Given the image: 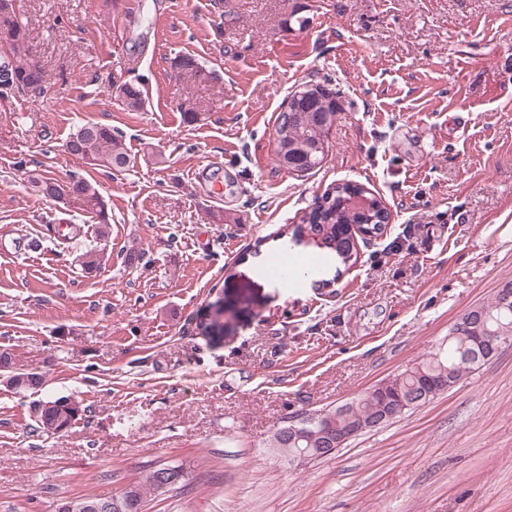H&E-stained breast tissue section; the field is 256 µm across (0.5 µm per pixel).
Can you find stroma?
Here are the masks:
<instances>
[{
    "instance_id": "obj_1",
    "label": "stroma",
    "mask_w": 512,
    "mask_h": 512,
    "mask_svg": "<svg viewBox=\"0 0 512 512\" xmlns=\"http://www.w3.org/2000/svg\"><path fill=\"white\" fill-rule=\"evenodd\" d=\"M17 6L47 88L0 87V353L43 384H0V512L117 495L163 464L184 478L143 512H512V344L331 456L291 466L270 446L426 359L512 281V0ZM312 78L339 110L323 163L297 174L278 164L276 119ZM136 81L131 111L117 87ZM86 121L118 131L133 166L67 154ZM33 171L96 179L107 240ZM345 182L384 202V231L353 266L269 275L279 254H315L280 229ZM218 304L222 332L200 335ZM59 396L85 413L50 435L35 409Z\"/></svg>"
}]
</instances>
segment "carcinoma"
<instances>
[{"instance_id": "1", "label": "carcinoma", "mask_w": 512, "mask_h": 512, "mask_svg": "<svg viewBox=\"0 0 512 512\" xmlns=\"http://www.w3.org/2000/svg\"><path fill=\"white\" fill-rule=\"evenodd\" d=\"M12 29L10 65L7 66L11 88L39 93L44 87L45 71L30 55L32 48L28 23L17 14L12 20ZM311 86L319 87L321 83L306 82L303 87L288 95L291 111L280 113L276 126L278 162L299 173L308 172L322 163L327 135L336 120V113L325 111L323 102H304L303 92ZM118 97L132 111L141 109L145 103V91L135 83L124 84ZM70 138L75 141L76 160L81 163L105 173L120 172L130 167L131 156L124 147L122 136L107 125L92 121L82 123L70 134ZM30 183L43 196L51 199L56 197L57 182L36 174L30 177ZM71 183L76 191L75 201L94 213L98 219L96 238H106L109 220L99 184L83 177H76ZM384 213L386 208L375 195L347 182L325 192L303 211L298 223L285 225L281 234L307 238L319 251L331 252L343 265L352 266L358 261L357 248L351 245L354 230H359L365 237L379 235L385 228ZM81 259L82 269L87 274L93 273L101 265L97 249L86 250L81 254ZM480 310L488 329L512 336V309L501 306L499 296H494L490 303L480 306ZM474 351V345L450 339L446 351L432 354L421 363L422 371L434 376L448 369L457 379L473 371L470 353ZM415 383V375L404 370L387 380V391L406 395ZM61 401L60 397L43 401L38 409V418L57 417L60 425L68 431L73 426V417ZM382 407L383 403L378 397L364 393L347 403V416L340 418V423H367L381 412ZM288 447L298 453L315 454L322 447L319 429L311 428L304 433L301 441L290 443ZM166 469L174 471L176 478H182V471L174 466H155L149 470L143 482L127 487L121 494L112 497V500L119 503L121 512H141L147 494L161 491L158 474Z\"/></svg>"}]
</instances>
